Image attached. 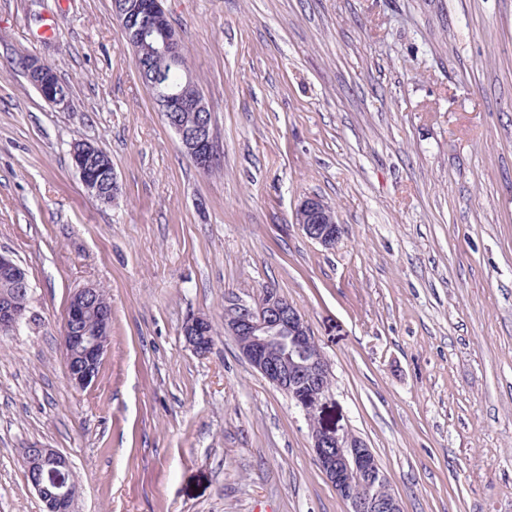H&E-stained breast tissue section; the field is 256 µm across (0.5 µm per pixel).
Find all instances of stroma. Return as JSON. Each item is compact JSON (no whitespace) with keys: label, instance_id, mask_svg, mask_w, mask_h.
I'll return each mask as SVG.
<instances>
[{"label":"stroma","instance_id":"1","mask_svg":"<svg viewBox=\"0 0 512 512\" xmlns=\"http://www.w3.org/2000/svg\"><path fill=\"white\" fill-rule=\"evenodd\" d=\"M210 108L199 170L112 0H0V252L29 321L0 335V512H44L22 452L53 448L73 512H349L308 422L224 335L273 287L331 364L317 414L372 448L403 512H512V0H164ZM54 66L67 106L19 64ZM112 160L103 205L73 143ZM317 195L342 233L293 220ZM104 288L110 344L69 385L70 296ZM210 319L200 356L183 324ZM81 145L76 146V143L72 145L71 158L75 171L78 173L80 180L86 190L100 202H106L107 204L114 202L120 194V185L117 181V176L112 173V188L108 193H101L99 182L95 181L94 177L88 170H85L84 159L85 156L96 150V147L91 142H79ZM295 224H299L308 238L326 249L336 247L342 232L335 210L316 195L301 200L295 211Z\"/></svg>","mask_w":512,"mask_h":512}]
</instances>
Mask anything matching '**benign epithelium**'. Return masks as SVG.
Returning a JSON list of instances; mask_svg holds the SVG:
<instances>
[{"label": "benign epithelium", "mask_w": 512, "mask_h": 512, "mask_svg": "<svg viewBox=\"0 0 512 512\" xmlns=\"http://www.w3.org/2000/svg\"><path fill=\"white\" fill-rule=\"evenodd\" d=\"M160 2L149 0L138 4L131 21H121L125 39L133 54L139 44L152 37ZM163 51L183 62L185 54L180 37L173 32L163 43ZM48 63L30 57L24 64L27 79L43 99L52 105H66L68 95L45 84ZM164 120L178 133L184 152L201 169L207 170L218 161L214 145L211 113L202 94L189 95L164 91L155 99ZM195 112L198 122L186 129L177 125L178 113ZM96 150L88 141L72 146L71 158L75 171L86 190L100 202L112 203L120 194L117 176H112L109 192L100 191L99 182L85 170V156ZM295 223L311 240L326 249L336 247L341 227L335 210L316 195L304 197L295 211ZM0 269L28 283L15 261L0 253ZM98 289L89 285L76 291L63 316L61 344L66 363V376L77 389L91 386L109 344L112 306L97 302ZM26 317V308L10 294H0V333L17 329ZM186 343L197 353L211 349L213 328L203 316L189 318L182 328ZM224 334L240 342L242 356L271 384L288 390L308 422L331 396L326 386L330 367L315 341L311 328L301 314L278 290L270 288L265 301L256 305L241 299L227 304L224 311ZM315 461L336 491L346 497L350 512H401L395 493L366 495L352 498L349 485L356 480L367 484L381 483L384 474L372 450L349 431L339 428L310 427ZM23 456L26 477L44 504V512H72L77 485L71 479V463L53 448H25Z\"/></svg>", "instance_id": "1"}]
</instances>
